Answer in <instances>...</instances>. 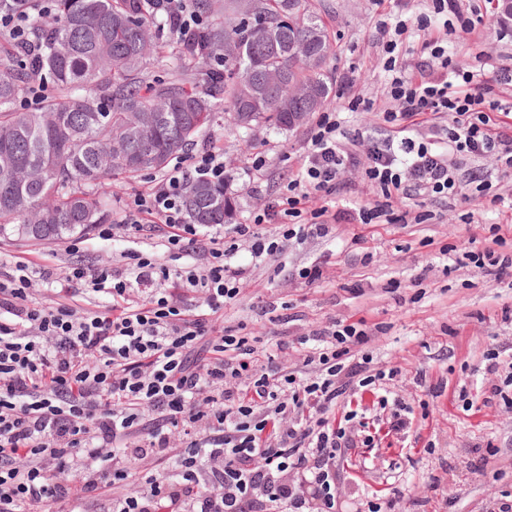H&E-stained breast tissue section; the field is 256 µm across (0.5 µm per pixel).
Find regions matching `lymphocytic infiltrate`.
<instances>
[{"instance_id":"obj_1","label":"lymphocytic infiltrate","mask_w":512,"mask_h":512,"mask_svg":"<svg viewBox=\"0 0 512 512\" xmlns=\"http://www.w3.org/2000/svg\"><path fill=\"white\" fill-rule=\"evenodd\" d=\"M144 2L175 37L205 24L195 0ZM58 20L57 0H0V37L28 70L30 94L41 86L35 64L43 51L32 24ZM376 33L389 72L380 111L386 139H345L337 110L317 113L280 196L235 225L231 244L200 240L186 220L189 181L220 185L229 176L223 153L211 150L130 198L120 223L98 227L108 240L155 219L168 229L167 251L204 252L203 265L174 270L140 252L129 253L127 275L108 262L74 264L48 305L37 300L25 262L0 278V512H82L85 499L101 495L111 496V512H336L337 458L373 442L355 425L365 394H377L391 432L411 430L412 405L388 387L399 370L374 365L364 321L342 320L299 338L300 370L258 369L248 337L214 334L211 321L238 298L252 266L277 258L288 241L328 235V206L310 202L335 198L348 169H359L375 194L370 203L352 201L357 224L421 223V216L395 214L398 198L465 195L500 204L486 182L463 186L456 165L460 155L490 158L512 172V130L502 126L504 106L482 79L492 55L457 64L424 17L383 20ZM407 35L420 40L423 54L412 70L400 59ZM440 128L444 136H419ZM264 224L281 225V239L260 234ZM242 242L247 264L235 260ZM138 285L151 292L136 300ZM85 286L108 290L112 305L79 306ZM188 292L200 296L202 309L187 312ZM480 370L485 387L458 392L464 408L512 413V362L491 350Z\"/></svg>"}]
</instances>
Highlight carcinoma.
Segmentation results:
<instances>
[{
    "label": "carcinoma",
    "instance_id": "1",
    "mask_svg": "<svg viewBox=\"0 0 512 512\" xmlns=\"http://www.w3.org/2000/svg\"><path fill=\"white\" fill-rule=\"evenodd\" d=\"M196 2L211 20L165 79L149 71L162 21L131 0H59L55 26L33 24L55 88L35 110L17 105L13 49L0 55V234L61 240L103 223L114 173L164 168L219 109L237 126L289 130L332 104L333 44L313 0H259L254 20L241 0ZM185 206L193 224H227L236 201L193 184Z\"/></svg>",
    "mask_w": 512,
    "mask_h": 512
}]
</instances>
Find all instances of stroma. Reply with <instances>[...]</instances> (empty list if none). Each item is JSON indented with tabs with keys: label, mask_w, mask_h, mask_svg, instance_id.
<instances>
[{
	"label": "stroma",
	"mask_w": 512,
	"mask_h": 512,
	"mask_svg": "<svg viewBox=\"0 0 512 512\" xmlns=\"http://www.w3.org/2000/svg\"><path fill=\"white\" fill-rule=\"evenodd\" d=\"M316 11L331 34L335 50L325 72L336 91V104L352 95L379 99L387 81L386 55L375 37L378 21L399 15L418 16L427 0H314ZM483 24L473 33L452 31L448 49L461 61H473L487 51L496 64L512 66V25L499 20L502 0H488ZM353 86H343L342 76ZM309 127L239 128L216 116L195 143V150H218L230 165L229 191L237 201L234 224L248 222L259 197L280 193L289 170L303 154ZM268 157L260 175H252L255 154ZM395 207L413 213L427 211L423 224H352L337 220L324 238L289 243L283 264L266 263L251 272L239 300L224 309L219 326L242 330L256 339L259 352H274L277 364L301 365L297 340L330 327L332 321L365 320L383 323L386 334L372 337L367 349L381 366L399 367L391 388L411 405L428 401V417H415L413 433L433 441L431 452L386 437L374 448H352L347 465L339 469L340 512H356L389 486L405 490L407 512H448L449 497H457L459 512H484L486 502L512 493V414L493 408L463 410L454 391L472 383L471 370L488 350L512 356V322L501 309L512 305V277L496 282L474 268L434 260L438 248L454 244L481 251L490 225L501 227L512 252V209L503 205L479 207L462 200H397ZM472 213L471 223L462 216ZM234 224L201 227V239L231 237ZM165 225L143 222L140 229L104 241L90 232L70 241H31L15 233L0 234V274L12 273L17 261L32 275L61 272L74 263L92 265L111 258L126 268L125 251L156 252L171 268L188 265V258L165 253ZM328 257L325 277L304 283L299 270ZM429 382H445L440 397L428 398L418 386L417 371ZM499 452L485 470L474 469L486 441Z\"/></svg>",
	"instance_id": "1"
}]
</instances>
